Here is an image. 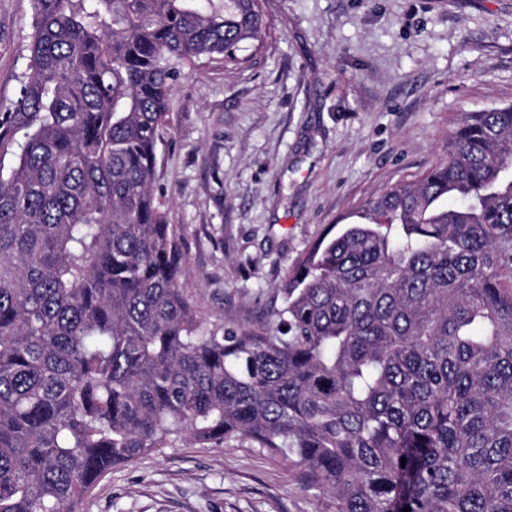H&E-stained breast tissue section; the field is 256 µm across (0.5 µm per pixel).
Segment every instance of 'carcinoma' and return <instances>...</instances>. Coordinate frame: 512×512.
<instances>
[{
  "mask_svg": "<svg viewBox=\"0 0 512 512\" xmlns=\"http://www.w3.org/2000/svg\"><path fill=\"white\" fill-rule=\"evenodd\" d=\"M0 105V512H79L115 465L240 438L332 512H512V105L295 262L274 326L209 325L154 193L190 63L262 0H32Z\"/></svg>",
  "mask_w": 512,
  "mask_h": 512,
  "instance_id": "cac0c4a2",
  "label": "carcinoma"
}]
</instances>
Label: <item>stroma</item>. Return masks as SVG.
Returning <instances> with one entry per match:
<instances>
[{
    "mask_svg": "<svg viewBox=\"0 0 512 512\" xmlns=\"http://www.w3.org/2000/svg\"><path fill=\"white\" fill-rule=\"evenodd\" d=\"M262 50L179 79L155 195L207 323L253 329L340 218L439 162L455 118L512 104V0H264ZM31 0H0V104L25 69ZM302 469L246 440L177 445L104 475L82 512H328Z\"/></svg>",
    "mask_w": 512,
    "mask_h": 512,
    "instance_id": "obj_1",
    "label": "stroma"
}]
</instances>
